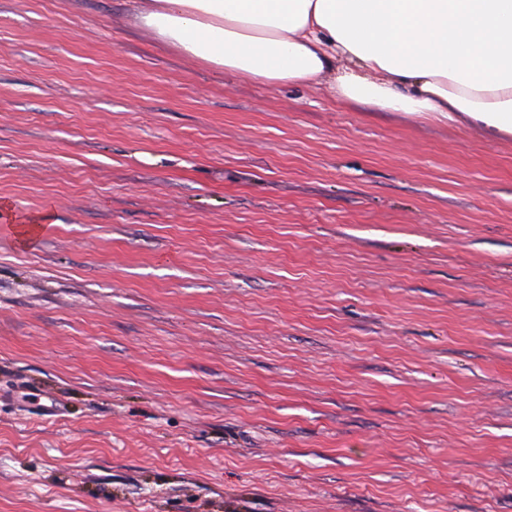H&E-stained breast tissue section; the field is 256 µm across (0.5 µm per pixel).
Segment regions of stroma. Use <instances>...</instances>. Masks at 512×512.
<instances>
[{"mask_svg":"<svg viewBox=\"0 0 512 512\" xmlns=\"http://www.w3.org/2000/svg\"><path fill=\"white\" fill-rule=\"evenodd\" d=\"M0 512H512V136L0 0Z\"/></svg>","mask_w":512,"mask_h":512,"instance_id":"35a3bbf8","label":"stroma"}]
</instances>
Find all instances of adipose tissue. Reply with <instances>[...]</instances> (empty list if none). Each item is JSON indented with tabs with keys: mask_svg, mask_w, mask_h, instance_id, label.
I'll use <instances>...</instances> for the list:
<instances>
[{
	"mask_svg": "<svg viewBox=\"0 0 512 512\" xmlns=\"http://www.w3.org/2000/svg\"><path fill=\"white\" fill-rule=\"evenodd\" d=\"M159 41L266 86L512 136V0H135Z\"/></svg>",
	"mask_w": 512,
	"mask_h": 512,
	"instance_id": "obj_1",
	"label": "adipose tissue"
}]
</instances>
